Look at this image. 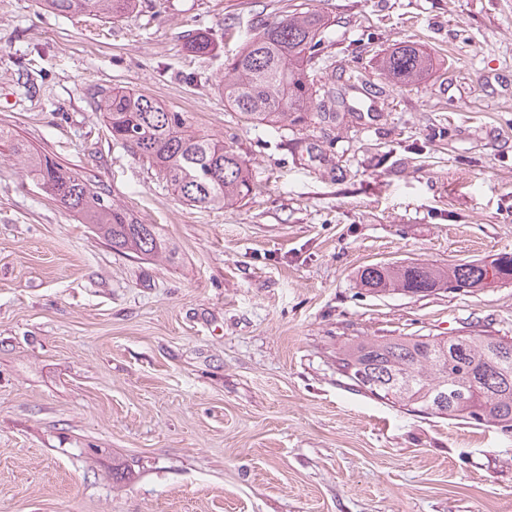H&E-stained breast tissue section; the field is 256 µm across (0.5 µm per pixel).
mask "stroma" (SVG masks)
<instances>
[{"label": "stroma", "mask_w": 512, "mask_h": 512, "mask_svg": "<svg viewBox=\"0 0 512 512\" xmlns=\"http://www.w3.org/2000/svg\"><path fill=\"white\" fill-rule=\"evenodd\" d=\"M0 0V128L104 185L173 254L118 251L0 143V512H512V430L414 413L336 372L350 336L512 338V283L373 294L362 267L512 252V0ZM327 16L331 124L245 122L217 87L264 22ZM212 38L205 56L189 36ZM409 40L422 80L378 62ZM123 88L232 145L257 189L181 200L113 141ZM45 7L61 14L93 15L104 19L121 17L134 11L139 0H41Z\"/></svg>", "instance_id": "1"}]
</instances>
